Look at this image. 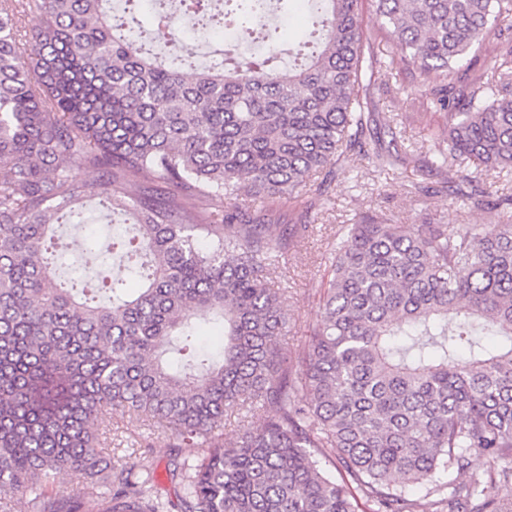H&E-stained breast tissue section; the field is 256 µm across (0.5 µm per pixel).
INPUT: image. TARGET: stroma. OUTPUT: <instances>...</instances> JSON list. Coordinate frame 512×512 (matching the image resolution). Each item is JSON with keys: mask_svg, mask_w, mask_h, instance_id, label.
I'll return each mask as SVG.
<instances>
[{"mask_svg": "<svg viewBox=\"0 0 512 512\" xmlns=\"http://www.w3.org/2000/svg\"><path fill=\"white\" fill-rule=\"evenodd\" d=\"M437 74L426 79L403 74L390 89L375 94L373 110L378 132L394 131L399 145L420 148L418 164L378 171L367 156L350 154L336 169L327 196H320L318 178H310L301 201L314 204L317 219L297 246L276 268L274 275L282 290L281 304L288 315V333L280 339L283 356L291 357L301 348L310 327L321 319L314 286L329 274L327 257L341 225L353 223L359 214L381 217L388 224H418L424 217L456 229L460 224H512V209L487 210L453 202L448 194V175L427 163L438 145L427 137L439 123L438 114L427 110L421 83H436ZM153 445L143 453L141 441ZM164 436L145 418L121 411L112 414V451L127 465L147 470L158 488H173L164 448Z\"/></svg>", "mask_w": 512, "mask_h": 512, "instance_id": "obj_1", "label": "stroma"}]
</instances>
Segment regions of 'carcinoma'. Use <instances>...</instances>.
<instances>
[{
    "mask_svg": "<svg viewBox=\"0 0 512 512\" xmlns=\"http://www.w3.org/2000/svg\"><path fill=\"white\" fill-rule=\"evenodd\" d=\"M109 2L0 0V495L29 512H415L407 487L426 484L448 490L447 512H512V224L358 217L318 285L320 324L288 360L270 271L306 225L239 202L331 179L363 149L371 90L411 70L439 74L422 87L448 116L430 167L458 173L457 200L493 196L486 173L512 171V0H372L395 46L383 61L365 55L361 0H309L296 39L265 23L267 0H223L224 24L260 27L272 59L191 80ZM212 2L189 0L196 24ZM32 9L43 23L24 48ZM151 22L179 41L180 19ZM412 158L376 154L382 168ZM212 196L224 211L199 206ZM84 198L136 230L91 243L126 257L101 289L57 278L51 220L82 219ZM245 404L255 424L225 439ZM116 410L167 435L173 495L112 463ZM183 448L205 453L190 464ZM63 471L83 487L54 492Z\"/></svg>",
    "mask_w": 512,
    "mask_h": 512,
    "instance_id": "1",
    "label": "carcinoma"
}]
</instances>
